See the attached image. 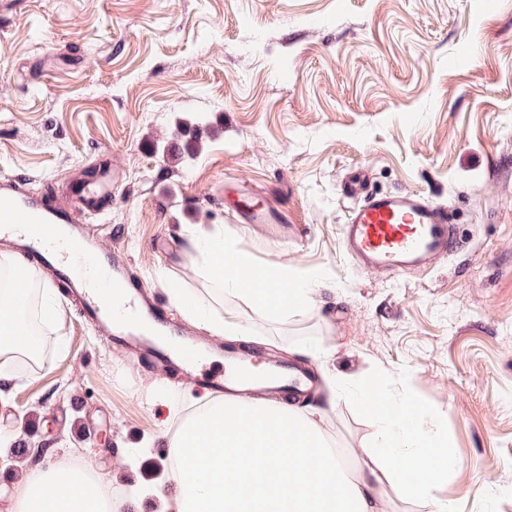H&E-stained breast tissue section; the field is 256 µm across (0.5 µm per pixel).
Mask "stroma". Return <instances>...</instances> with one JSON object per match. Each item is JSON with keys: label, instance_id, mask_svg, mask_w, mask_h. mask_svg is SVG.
<instances>
[{"label": "stroma", "instance_id": "obj_1", "mask_svg": "<svg viewBox=\"0 0 512 512\" xmlns=\"http://www.w3.org/2000/svg\"><path fill=\"white\" fill-rule=\"evenodd\" d=\"M183 122L204 148L166 159ZM108 164L120 180L104 244L161 301L200 285L196 225L221 226L255 270L330 285L285 321L225 298L237 339L170 306L181 335L322 377L384 376L461 459L436 495L455 512H512V0H0V181L41 194ZM375 191L447 206L456 247L423 271L362 270L342 227ZM265 197L291 224L237 222V199ZM58 303L44 367L19 368L0 398V512L15 441L94 457L121 512H160L146 490L167 479L170 410L201 393L131 368L66 292ZM324 427L345 453L370 434L344 401Z\"/></svg>", "mask_w": 512, "mask_h": 512}]
</instances>
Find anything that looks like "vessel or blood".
<instances>
[{
	"instance_id": "b4317fda",
	"label": "vessel or blood",
	"mask_w": 512,
	"mask_h": 512,
	"mask_svg": "<svg viewBox=\"0 0 512 512\" xmlns=\"http://www.w3.org/2000/svg\"><path fill=\"white\" fill-rule=\"evenodd\" d=\"M111 169L101 170L96 182L76 175L59 198L28 192L16 180L0 183V238L24 253L32 266L51 270L80 306L93 327L111 324V343L123 349L134 365L175 369L192 375L197 386L216 397L258 392L245 370L246 356L227 350L226 370L206 368V356L196 346L181 348L143 329L144 319L156 327L169 324L164 304L147 293L133 277L120 251L103 252L98 228L89 216L112 205L106 187ZM242 224H284V211L244 201L237 212ZM346 251L364 268L402 272L429 266L446 257L454 245L448 209L414 192L370 193L351 208L343 230ZM273 389L282 393H313L319 378L306 365L288 368L271 364Z\"/></svg>"
}]
</instances>
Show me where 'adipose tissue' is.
<instances>
[{
    "label": "adipose tissue",
    "instance_id": "obj_1",
    "mask_svg": "<svg viewBox=\"0 0 512 512\" xmlns=\"http://www.w3.org/2000/svg\"><path fill=\"white\" fill-rule=\"evenodd\" d=\"M190 246L205 286L176 290L171 299L221 336L242 331L225 317V297L245 298L266 318L283 321L310 311L322 286L319 276L270 267L261 287H253L247 256L217 226L198 229ZM52 295L22 259L0 254V394L10 389L17 364L35 358L30 318L54 324ZM384 383L381 376L329 382L328 407L348 400L370 415L371 439L349 464L293 400L200 402L169 438L170 478L180 492L165 498L162 512H380L390 491L419 501L424 512H454L432 490L459 469L455 449L438 428L427 427L424 407L381 394ZM8 512H112V493L91 461L65 457L22 466Z\"/></svg>",
    "mask_w": 512,
    "mask_h": 512
}]
</instances>
